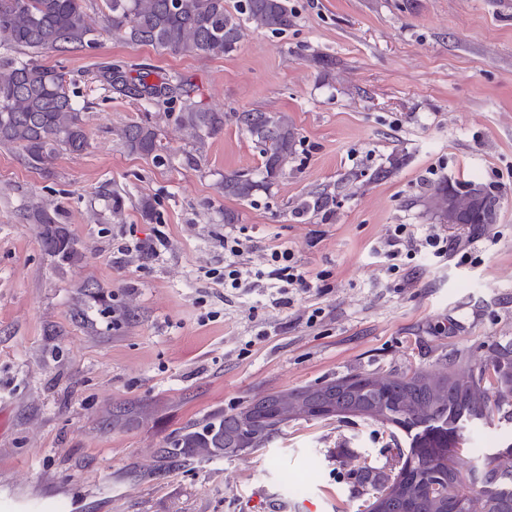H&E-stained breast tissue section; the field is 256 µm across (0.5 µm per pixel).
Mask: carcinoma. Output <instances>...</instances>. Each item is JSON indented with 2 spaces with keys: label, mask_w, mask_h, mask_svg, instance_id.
Returning <instances> with one entry per match:
<instances>
[{
  "label": "carcinoma",
  "mask_w": 512,
  "mask_h": 512,
  "mask_svg": "<svg viewBox=\"0 0 512 512\" xmlns=\"http://www.w3.org/2000/svg\"><path fill=\"white\" fill-rule=\"evenodd\" d=\"M112 31L134 45H151L202 56L230 55L244 38L245 26L283 33L294 24L288 0H103ZM0 42L23 58L0 60V147L22 152L27 164L45 171L63 152L86 149L82 113L65 74L37 63V58L95 44L84 0H0ZM95 77L124 97L150 105L181 103L167 113L192 149L202 152L208 140L234 119L258 150L254 171L224 172V197L252 202L285 174L297 152L299 130L285 112L248 110L227 115L191 101L179 81L151 84L146 75L129 80L119 65L97 68ZM132 154L155 165L171 160L159 127L149 119L133 120L118 133ZM329 194L304 200L299 211L328 210ZM498 195L481 183L435 186L428 210L440 224H492ZM59 210L43 203L26 208L24 217L41 228L46 249L62 262L79 253L77 243L58 221ZM362 418L393 429L386 470L369 464L352 473L355 484L373 494H389L388 512H512V442L485 454V477L470 487L459 479V450L470 431L512 423V348L494 345L472 362L450 355L437 371L425 368L387 375L345 374L301 390L274 392L243 409L220 414L203 426L185 429L157 451L163 470L189 457L238 455L265 445L288 423L304 419Z\"/></svg>",
  "instance_id": "obj_1"
}]
</instances>
